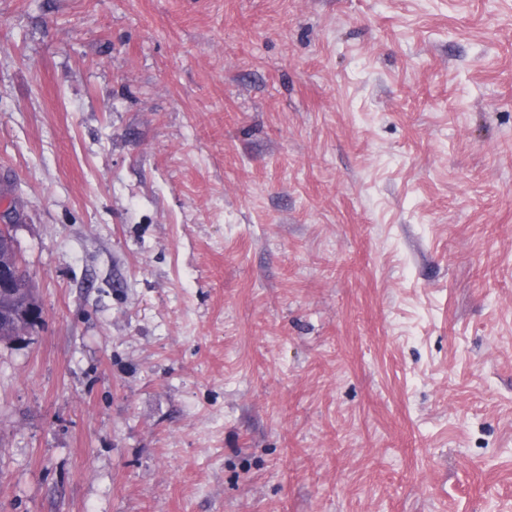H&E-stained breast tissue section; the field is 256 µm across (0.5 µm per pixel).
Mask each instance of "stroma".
I'll return each mask as SVG.
<instances>
[{
	"mask_svg": "<svg viewBox=\"0 0 512 512\" xmlns=\"http://www.w3.org/2000/svg\"><path fill=\"white\" fill-rule=\"evenodd\" d=\"M0 512H512V0H0ZM20 219L14 213V220ZM12 217L10 207L0 211V343H13L26 335L29 328L36 322L30 315L27 305L17 309L15 283L22 269L20 256L17 252L14 228L18 224Z\"/></svg>",
	"mask_w": 512,
	"mask_h": 512,
	"instance_id": "35a3bbf8",
	"label": "stroma"
}]
</instances>
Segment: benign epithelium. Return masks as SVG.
Wrapping results in <instances>:
<instances>
[{
    "instance_id": "obj_1",
    "label": "benign epithelium",
    "mask_w": 512,
    "mask_h": 512,
    "mask_svg": "<svg viewBox=\"0 0 512 512\" xmlns=\"http://www.w3.org/2000/svg\"><path fill=\"white\" fill-rule=\"evenodd\" d=\"M19 214L5 207L0 210V343H13L26 335L34 320L30 307L15 306V283L22 269L14 237Z\"/></svg>"
}]
</instances>
